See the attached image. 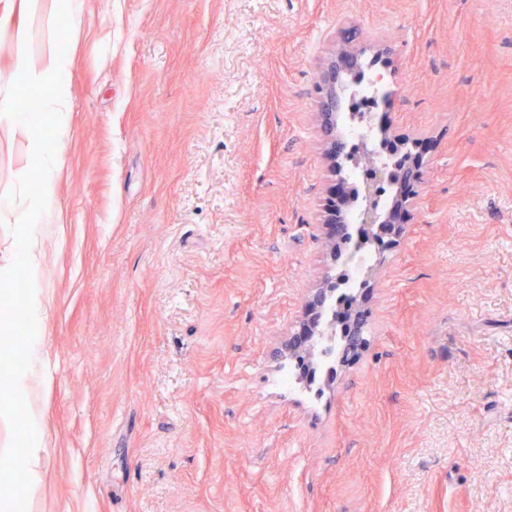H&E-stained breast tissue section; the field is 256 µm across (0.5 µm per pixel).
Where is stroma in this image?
Returning <instances> with one entry per match:
<instances>
[{"label": "stroma", "mask_w": 512, "mask_h": 512, "mask_svg": "<svg viewBox=\"0 0 512 512\" xmlns=\"http://www.w3.org/2000/svg\"><path fill=\"white\" fill-rule=\"evenodd\" d=\"M350 39L424 185L352 282L364 347L285 390L351 270L316 92ZM70 43L30 512H512V0H86Z\"/></svg>", "instance_id": "35a3bbf8"}]
</instances>
